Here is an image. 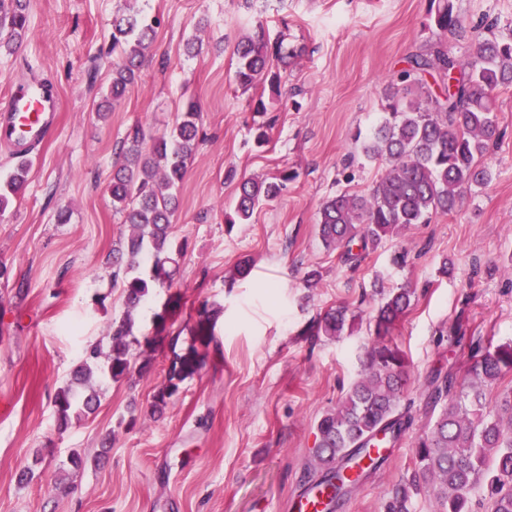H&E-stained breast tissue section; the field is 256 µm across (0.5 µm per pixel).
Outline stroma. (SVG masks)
Masks as SVG:
<instances>
[{
  "label": "stroma",
  "instance_id": "stroma-1",
  "mask_svg": "<svg viewBox=\"0 0 512 512\" xmlns=\"http://www.w3.org/2000/svg\"><path fill=\"white\" fill-rule=\"evenodd\" d=\"M450 3L467 22L493 21L512 37V0ZM430 8V0H30L25 37L0 51V103L13 83L48 78L62 112L0 214V262L11 270L0 280V512H293L316 475V425L357 379L371 344L364 324L335 340L304 331L339 306L369 316L373 286H405L415 297L391 339L410 362L401 404L414 422L340 510L383 512L436 418L429 380L470 364L456 332L512 341V88L497 96L493 179L455 212L368 249L355 267L319 237L322 201L368 192L388 168L368 161L360 141L386 115V81L433 44L459 59L470 52L437 29ZM122 11L159 25L139 79L103 117L112 18ZM259 17L271 37L301 49L264 113L234 81L233 47ZM191 38L194 54L185 51ZM191 99L204 139L173 217V240L186 246L174 285L154 288L134 314L131 379H97L99 407L60 426L55 393L89 345L108 346L125 312L110 268L113 246L129 234L108 190L118 147L136 125L148 144L170 134ZM262 123L269 141L261 146L254 128ZM285 169L298 177L279 199L249 223L225 224L239 180ZM398 252L400 267L391 262ZM245 259L252 270L242 278ZM313 269L320 278L310 286ZM172 294L174 330L193 327L204 303L217 321L206 366L153 416L173 357L153 315Z\"/></svg>",
  "mask_w": 512,
  "mask_h": 512
}]
</instances>
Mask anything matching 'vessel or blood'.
<instances>
[{
    "mask_svg": "<svg viewBox=\"0 0 512 512\" xmlns=\"http://www.w3.org/2000/svg\"><path fill=\"white\" fill-rule=\"evenodd\" d=\"M61 98L54 82L43 81L33 88L14 86L0 106V144L13 155L28 157L56 133V115Z\"/></svg>",
    "mask_w": 512,
    "mask_h": 512,
    "instance_id": "vessel-or-blood-1",
    "label": "vessel or blood"
}]
</instances>
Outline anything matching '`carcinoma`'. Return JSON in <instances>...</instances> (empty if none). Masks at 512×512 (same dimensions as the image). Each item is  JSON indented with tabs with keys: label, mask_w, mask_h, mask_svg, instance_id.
<instances>
[{
	"label": "carcinoma",
	"mask_w": 512,
	"mask_h": 512,
	"mask_svg": "<svg viewBox=\"0 0 512 512\" xmlns=\"http://www.w3.org/2000/svg\"><path fill=\"white\" fill-rule=\"evenodd\" d=\"M437 4L436 27L453 37L469 36L473 52L463 61L434 47L409 59L400 80L413 81L419 98L399 95L386 85L388 117L372 132L363 152L370 161H386L391 167L367 193L340 191L328 197L319 209V234L328 249L341 250L345 262L359 261L352 245L377 247L382 239L409 228L428 224L433 218L456 210L464 194L492 179L484 161L490 144L500 137L496 94L512 86V40L494 33V24L470 26L453 12L448 0ZM28 0H0V32L8 40L0 48L22 40L28 30ZM158 20L140 13L112 20V51H120L112 64L111 100L121 98L137 77V71L153 40ZM235 78L244 90L267 85L275 93L280 70L288 68L297 51L284 46L281 37L271 38L262 19L252 34L235 45ZM432 70L448 79L446 93L439 97L425 88L424 76ZM201 113L189 102L169 135L143 145L139 130L128 133L119 147L124 163L112 173L109 192L112 209L123 214L130 233L112 250V285L122 288L126 311L112 322L110 349L85 350L73 371V380L59 388L54 405L61 422L70 411L95 410L99 393L90 386L97 376L118 382L133 372L130 336L133 311L146 301L155 287H172L175 256L182 247L172 242V218L179 205L178 193L187 165L194 157ZM30 164L20 160L0 181V213L26 181ZM297 174L286 170L270 178H244L235 201L224 213L229 225L246 224L255 209L279 198ZM369 321L374 340L363 369L345 398L324 413L316 427L313 458L320 478L313 482L335 509L365 474L359 461L370 458V468L385 457L370 456L371 445L383 438L395 444L413 423L401 409L400 396L409 377V362L388 339L395 324L411 306L410 288L375 289ZM345 307L328 311L310 330L312 336L338 338L347 320ZM215 312L204 306L191 337L174 353L165 381L153 396L150 413H160L180 390V385L207 363L213 340ZM475 364L464 376L448 371L431 381L432 406L445 402L432 426L415 442L414 472L384 504V512H410L411 500L431 488L438 512H473L471 497L479 490L487 512H512V389L497 395L495 406L486 410L484 388L512 371V344L468 343Z\"/></svg>",
	"instance_id": "carcinoma-1"
}]
</instances>
